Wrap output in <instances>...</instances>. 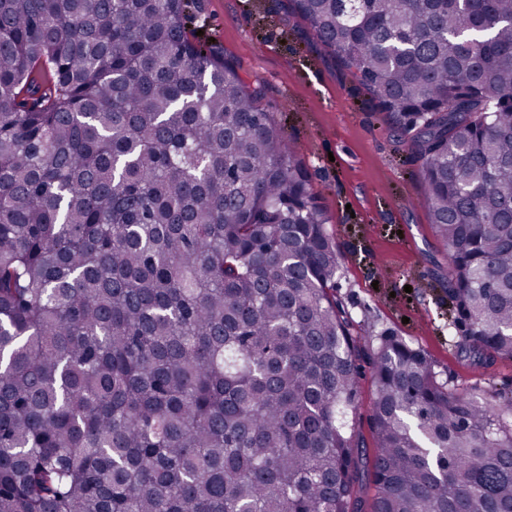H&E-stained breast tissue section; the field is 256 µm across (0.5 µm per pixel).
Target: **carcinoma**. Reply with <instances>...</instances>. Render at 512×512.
<instances>
[{
	"label": "carcinoma",
	"mask_w": 512,
	"mask_h": 512,
	"mask_svg": "<svg viewBox=\"0 0 512 512\" xmlns=\"http://www.w3.org/2000/svg\"><path fill=\"white\" fill-rule=\"evenodd\" d=\"M420 162L512 359V0H291ZM186 0H0V512H362L357 348L296 152ZM370 512H512V392L383 336Z\"/></svg>",
	"instance_id": "cac0c4a2"
}]
</instances>
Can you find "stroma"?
Masks as SVG:
<instances>
[{"label": "stroma", "instance_id": "35a3bbf8", "mask_svg": "<svg viewBox=\"0 0 512 512\" xmlns=\"http://www.w3.org/2000/svg\"><path fill=\"white\" fill-rule=\"evenodd\" d=\"M191 31L213 39L297 147L340 269L335 295L365 335L353 428L376 453L372 356L381 335L426 352L439 380L480 398L512 390V360H479L441 284L448 257L430 224L419 164L387 113L312 36L290 0H189Z\"/></svg>", "mask_w": 512, "mask_h": 512}]
</instances>
